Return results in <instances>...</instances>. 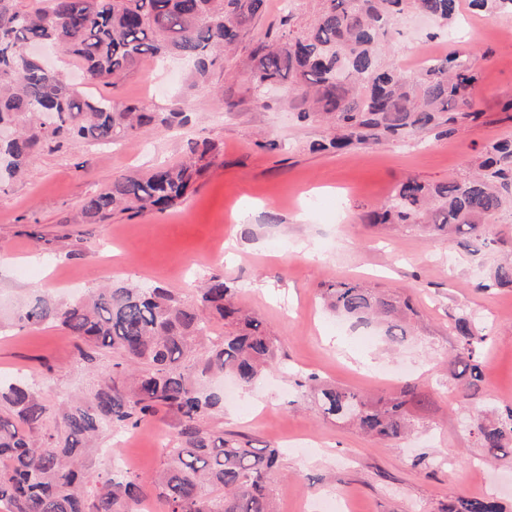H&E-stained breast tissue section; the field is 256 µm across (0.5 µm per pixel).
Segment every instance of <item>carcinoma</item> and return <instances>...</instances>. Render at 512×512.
<instances>
[{
  "mask_svg": "<svg viewBox=\"0 0 512 512\" xmlns=\"http://www.w3.org/2000/svg\"><path fill=\"white\" fill-rule=\"evenodd\" d=\"M0 0V185L29 172L42 145L61 140L115 144L147 127H169L176 112H150L139 103L92 99L66 76L24 54L30 43L49 44L77 66L86 86L117 84L145 59L178 56L204 81L217 60L235 51L264 9L265 0ZM312 23L283 15L273 37L248 55L258 94L288 80L301 121L322 119L336 136L320 148L343 149L477 120L471 91L477 77L470 56L454 51L409 81L383 65L378 52L389 26L408 13L441 26L458 24L460 0H317ZM474 14H512V0H468ZM202 170L197 161L119 175L81 209V223L114 212L165 211L185 197ZM512 208V142H493L477 170L438 183L402 181L370 224H406L431 237L467 241L471 252L492 248L486 228ZM512 286L507 257L480 289ZM326 308L353 321L376 323L392 344L411 335L418 313L406 298L353 281L321 283ZM29 327L53 324L78 340L88 364L112 354L89 398L52 406L20 379L0 381V504L8 512H142L143 482L127 470L96 471L90 443L103 430H130L164 411L175 418L171 447L162 449L152 489L167 512H276L271 488L279 452L205 425L222 403L204 390L206 378L224 373L243 387L256 384L276 358L262 322L245 313L224 277L209 278L190 298L161 286L113 284L70 303L39 297L20 314ZM222 324L224 335L216 333ZM456 357L467 395L480 390L479 364L488 336L469 318L455 320ZM315 394L323 416L347 419L387 444L414 425L408 412L418 398L405 385L389 398L371 400L313 375L296 382ZM481 447L495 454L512 444V406L479 422ZM448 512H504L489 498L459 497Z\"/></svg>",
  "mask_w": 512,
  "mask_h": 512,
  "instance_id": "1",
  "label": "carcinoma"
}]
</instances>
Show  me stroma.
<instances>
[{
    "mask_svg": "<svg viewBox=\"0 0 512 512\" xmlns=\"http://www.w3.org/2000/svg\"><path fill=\"white\" fill-rule=\"evenodd\" d=\"M313 7L312 0H266L235 66H215L203 82L181 60L146 61L111 88L113 100L180 112L184 121L113 145L47 144L28 175L0 188V375H26L57 404L93 389L112 364L102 356L88 367L61 328L20 327L34 297L68 301L112 281L188 294L219 274L274 336L277 355L256 386L225 398L206 424L280 451L272 478L278 512H320L338 500L349 512H445L461 496H493L512 512V453L491 457L473 434L478 419L512 406V287L475 288L512 253V212L488 227L493 251L476 255L412 227L364 220L406 178L466 175L487 145L512 140V16L478 18L499 33L471 43L420 18L393 27L382 58L406 76H415L417 55L471 54L482 117L452 134L441 126L336 152L319 148L330 136L326 125L298 120L290 84L257 97L245 67L271 22L289 8L306 20ZM203 142L212 150L178 206L80 223L83 204L113 177L185 160ZM333 278L411 297L421 313L415 335L392 349L326 309L319 285ZM460 316L489 338L475 398L464 395L452 364ZM311 373L372 399L415 383L416 427L385 446L324 418L313 399L295 392V377ZM174 424L162 412L149 417L122 448L117 432H103L90 460L97 469L123 465L150 476L161 464L154 435Z\"/></svg>",
    "mask_w": 512,
    "mask_h": 512,
    "instance_id": "stroma-1",
    "label": "stroma"
}]
</instances>
